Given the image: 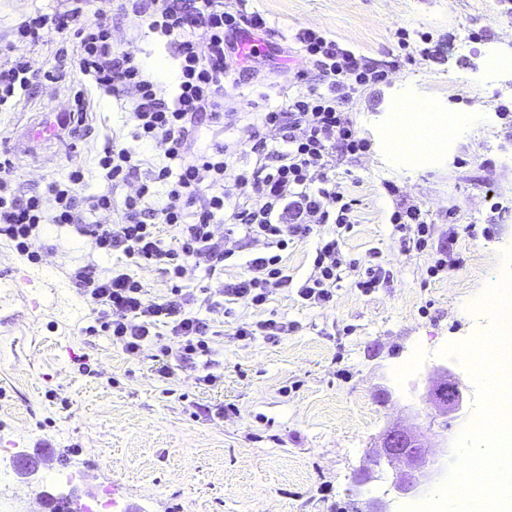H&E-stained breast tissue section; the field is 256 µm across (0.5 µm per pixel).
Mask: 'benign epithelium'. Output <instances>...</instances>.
<instances>
[{
  "label": "benign epithelium",
  "instance_id": "7a95c632",
  "mask_svg": "<svg viewBox=\"0 0 512 512\" xmlns=\"http://www.w3.org/2000/svg\"><path fill=\"white\" fill-rule=\"evenodd\" d=\"M443 376V381L452 384L453 395L444 397L446 388H431V401L440 418L441 441L436 458L428 461L426 450L421 443L420 434L409 428L393 426L387 429L376 444L375 467L361 472L354 480L355 493L360 495L363 488L375 481L379 468L389 467L393 470V490L398 497H415L435 486L448 475L454 459V448L448 445L447 432L452 428V421L460 416L467 404L465 386L456 373L446 365L436 367Z\"/></svg>",
  "mask_w": 512,
  "mask_h": 512
}]
</instances>
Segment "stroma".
Masks as SVG:
<instances>
[{
    "label": "stroma",
    "mask_w": 512,
    "mask_h": 512,
    "mask_svg": "<svg viewBox=\"0 0 512 512\" xmlns=\"http://www.w3.org/2000/svg\"><path fill=\"white\" fill-rule=\"evenodd\" d=\"M57 6L0 0V42L26 17ZM246 8L267 19L270 29L258 40L275 51L246 65L231 86L241 106L280 104L279 90L299 61L278 47L304 29L322 30L379 62L399 54L397 28L410 32L411 62L358 92L348 108L370 147L334 163L337 183L354 201L342 246L349 266L335 297L319 306L292 291L258 310L236 307L214 355L219 383L186 372L166 384L155 374L154 347L133 357L109 337L78 333L89 310L68 271L90 260L116 267L119 254L92 252L70 227L45 228L50 251L37 266L0 242V468H10L20 451L32 459L50 445L56 453L53 470L0 484V503L15 512L57 492L59 471L75 477V505L108 497L112 512H357L360 498L387 494L393 512H407L415 502L393 496L391 477L358 497L354 474L390 426L423 431L428 445L438 444L425 397L433 367L449 364L467 388L475 386L468 368L441 350L488 329V315L474 306L512 272V70L493 76L487 66L490 48L512 53V14L501 0H247ZM112 26L119 46L136 49L147 67L163 63L161 81L174 83V50L149 33L143 17L116 14ZM425 46L432 51L427 58L419 54ZM78 92L87 123L72 143L15 155L16 191H42L78 164L83 194L96 192L95 149L110 135L141 158H154L151 147L132 138L111 97L76 74L18 96L12 109L0 111V132L12 133L31 113L73 105ZM400 97L475 120L451 156L403 161L377 135ZM235 141L253 144L247 119L236 115L203 127L198 137L202 148ZM388 182L397 194L386 192ZM408 205L427 211L433 241L453 245L447 271L436 277L427 273L436 250L401 246L390 222ZM470 224L477 236L467 233ZM376 268L385 280L360 288ZM26 277L40 281L37 292L22 287ZM273 312L291 323L288 335L235 338L237 320ZM83 353L90 358L86 372L73 362ZM199 405L224 415L198 419Z\"/></svg>",
    "instance_id": "stroma-1"
}]
</instances>
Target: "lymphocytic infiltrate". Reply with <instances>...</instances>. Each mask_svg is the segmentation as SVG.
Listing matches in <instances>:
<instances>
[{
	"mask_svg": "<svg viewBox=\"0 0 512 512\" xmlns=\"http://www.w3.org/2000/svg\"><path fill=\"white\" fill-rule=\"evenodd\" d=\"M129 10L173 47L174 89L147 70L135 50L114 46L112 14ZM266 29L260 13L223 0H62L56 10L23 20L5 45L13 53L17 44L46 38L57 48L50 70L41 75L22 56L0 66V107L40 79L75 72L111 96L134 138L157 153L147 164L108 137L96 153L103 182L97 193L82 194L85 174L76 165L66 181H48L43 193L22 196L13 188V157L1 151L0 240L37 265L45 250L44 226H68L92 251L120 253L127 265L159 267L171 286L158 295L126 268L106 270L91 262L71 269L68 281L89 310L91 322L81 334L109 337L133 355L155 343V373L165 383L188 369L214 382L211 356L224 336L218 321L234 306L259 308L292 286L310 303L332 301L353 201L332 178L330 160L337 152L354 156L369 148L345 106L359 88L385 82L403 63L399 54L380 67L326 33L304 30L297 35L301 65L293 86L280 106L254 116L249 161L241 162L234 142L196 149L202 125L233 110L224 83L239 69L234 36ZM130 183L136 191L115 206L113 188ZM160 190L165 199L158 203ZM117 207L122 213L116 218ZM91 214L97 222H88ZM221 215L228 222L219 233ZM324 224L334 230L321 240L309 278L294 285L283 253L292 238L310 236ZM240 233L262 241L266 251L248 261L246 276L229 280L225 274ZM191 268L203 270L206 283L190 294L183 280Z\"/></svg>",
	"mask_w": 512,
	"mask_h": 512,
	"instance_id": "obj_1",
	"label": "lymphocytic infiltrate"
}]
</instances>
